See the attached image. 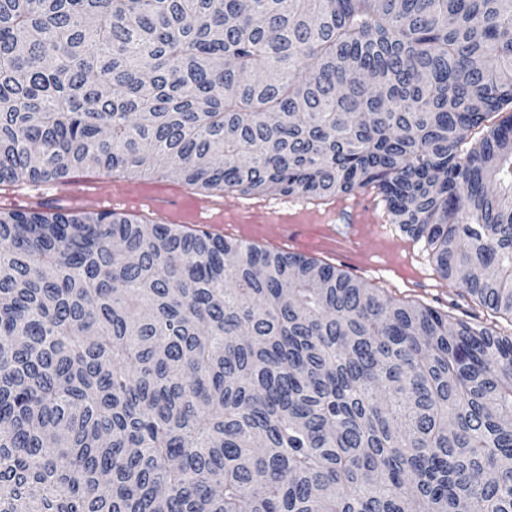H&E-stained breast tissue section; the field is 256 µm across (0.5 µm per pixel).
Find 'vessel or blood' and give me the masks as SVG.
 Returning a JSON list of instances; mask_svg holds the SVG:
<instances>
[{
	"mask_svg": "<svg viewBox=\"0 0 512 512\" xmlns=\"http://www.w3.org/2000/svg\"><path fill=\"white\" fill-rule=\"evenodd\" d=\"M39 199L61 208H72L91 197L101 208L122 214L148 209L175 224H220L224 221V204L197 197L158 183L129 187L114 181L111 190H101L95 178L79 175L65 185L46 183L39 185Z\"/></svg>",
	"mask_w": 512,
	"mask_h": 512,
	"instance_id": "obj_1",
	"label": "vessel or blood"
}]
</instances>
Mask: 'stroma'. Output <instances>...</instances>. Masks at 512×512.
I'll return each instance as SVG.
<instances>
[{"mask_svg": "<svg viewBox=\"0 0 512 512\" xmlns=\"http://www.w3.org/2000/svg\"><path fill=\"white\" fill-rule=\"evenodd\" d=\"M224 205L242 209L239 223L225 225L224 238L284 253L288 235L305 226L313 233L315 258L339 269L352 261L353 277L385 289L392 297L424 303L459 319L485 317L473 297L439 274L424 241L411 239L386 221L384 205L373 190L303 201L275 191L247 195L228 191Z\"/></svg>", "mask_w": 512, "mask_h": 512, "instance_id": "stroma-1", "label": "stroma"}]
</instances>
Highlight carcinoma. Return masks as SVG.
Here are the masks:
<instances>
[{
  "label": "carcinoma",
  "mask_w": 512,
  "mask_h": 512,
  "mask_svg": "<svg viewBox=\"0 0 512 512\" xmlns=\"http://www.w3.org/2000/svg\"><path fill=\"white\" fill-rule=\"evenodd\" d=\"M161 167L374 187L512 317V0H0V191ZM464 508L512 512V331L209 232L0 210V512Z\"/></svg>",
  "instance_id": "carcinoma-1"
}]
</instances>
